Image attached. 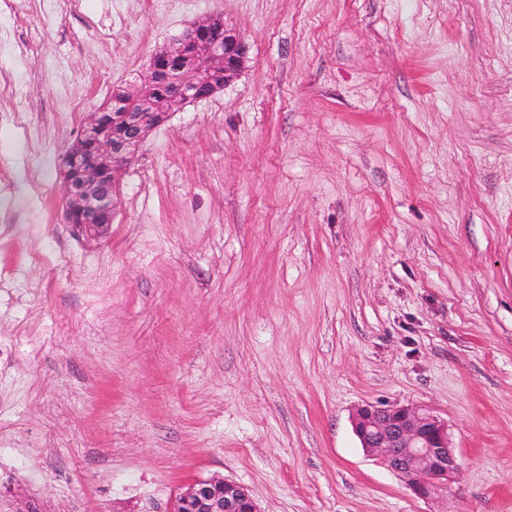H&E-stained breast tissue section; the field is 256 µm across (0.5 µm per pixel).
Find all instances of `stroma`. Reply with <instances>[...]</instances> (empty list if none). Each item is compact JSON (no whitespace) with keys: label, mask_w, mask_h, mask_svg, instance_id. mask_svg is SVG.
Masks as SVG:
<instances>
[{"label":"stroma","mask_w":512,"mask_h":512,"mask_svg":"<svg viewBox=\"0 0 512 512\" xmlns=\"http://www.w3.org/2000/svg\"><path fill=\"white\" fill-rule=\"evenodd\" d=\"M212 14L246 70L76 232L62 152ZM367 402L447 422V495L364 453ZM212 477L260 512H512V0L0 17V512H172Z\"/></svg>","instance_id":"stroma-1"}]
</instances>
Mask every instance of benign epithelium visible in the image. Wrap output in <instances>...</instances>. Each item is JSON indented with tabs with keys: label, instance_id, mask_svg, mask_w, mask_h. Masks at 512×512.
<instances>
[{
	"label": "benign epithelium",
	"instance_id": "benign-epithelium-1",
	"mask_svg": "<svg viewBox=\"0 0 512 512\" xmlns=\"http://www.w3.org/2000/svg\"><path fill=\"white\" fill-rule=\"evenodd\" d=\"M248 49L237 29L220 15L188 26L177 40L150 56L143 92L127 97L112 90L104 109L112 110L108 134L95 112L80 127L75 145L62 156L66 188L65 221L79 232L103 234L118 207V177L136 155L148 132L166 120L153 91L162 84L178 107L208 98L241 75ZM353 426L368 456L402 478L421 499L448 492L460 463L448 424L422 405L366 403L353 414ZM173 512H260L249 490L224 478L199 480L176 500Z\"/></svg>",
	"mask_w": 512,
	"mask_h": 512
}]
</instances>
